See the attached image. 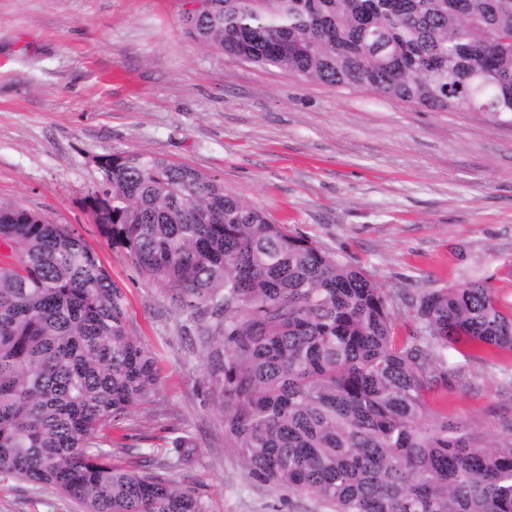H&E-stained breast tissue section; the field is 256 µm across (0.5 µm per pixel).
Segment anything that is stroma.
Wrapping results in <instances>:
<instances>
[{"mask_svg":"<svg viewBox=\"0 0 512 512\" xmlns=\"http://www.w3.org/2000/svg\"><path fill=\"white\" fill-rule=\"evenodd\" d=\"M188 0H0V202L76 229L126 297L127 326L156 353L159 385L112 432L125 464L172 457L167 476L206 512H317L250 482L206 381L197 334L96 224L103 157L145 152L190 164L275 223L363 268L396 295L395 333L416 330L427 289L488 280L512 307V128L478 112H432L365 89L303 82L192 38ZM472 430L512 432V383L463 363L428 395ZM0 512H82L0 472Z\"/></svg>","mask_w":512,"mask_h":512,"instance_id":"stroma-1","label":"stroma"}]
</instances>
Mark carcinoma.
<instances>
[{"mask_svg":"<svg viewBox=\"0 0 512 512\" xmlns=\"http://www.w3.org/2000/svg\"><path fill=\"white\" fill-rule=\"evenodd\" d=\"M204 46L304 82L366 88L512 126V0H205ZM104 236L207 338L206 379L247 478L321 512H512V434L437 415L455 351L512 358L488 281L425 290L398 338L393 296L201 170L148 153L100 163ZM0 472L84 512H206L151 467L112 462L110 432L158 385L126 298L74 229L0 203ZM180 463L196 443L171 441Z\"/></svg>","mask_w":512,"mask_h":512,"instance_id":"1","label":"carcinoma"}]
</instances>
